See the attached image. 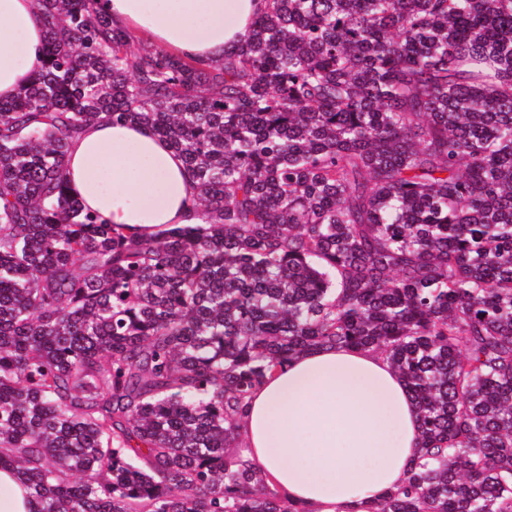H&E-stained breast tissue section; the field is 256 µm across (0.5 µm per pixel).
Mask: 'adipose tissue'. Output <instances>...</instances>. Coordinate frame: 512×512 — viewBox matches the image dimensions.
<instances>
[{
    "label": "adipose tissue",
    "instance_id": "adipose-tissue-1",
    "mask_svg": "<svg viewBox=\"0 0 512 512\" xmlns=\"http://www.w3.org/2000/svg\"><path fill=\"white\" fill-rule=\"evenodd\" d=\"M101 12L161 52L223 61L246 39L263 0H97ZM36 0H0V100L44 59ZM69 185L84 209L125 234L201 224L182 158L143 125L95 121L72 140ZM238 451L298 512H372L406 480L419 451L410 390L385 355L319 347L258 385L238 419Z\"/></svg>",
    "mask_w": 512,
    "mask_h": 512
}]
</instances>
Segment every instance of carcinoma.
I'll use <instances>...</instances> for the list:
<instances>
[{
  "instance_id": "cac0c4a2",
  "label": "carcinoma",
  "mask_w": 512,
  "mask_h": 512,
  "mask_svg": "<svg viewBox=\"0 0 512 512\" xmlns=\"http://www.w3.org/2000/svg\"><path fill=\"white\" fill-rule=\"evenodd\" d=\"M0 101V469L38 512H296L229 452L314 347L404 377L420 454L375 512H512V0H266L218 64L39 0ZM182 157L204 224L70 193L95 120Z\"/></svg>"
}]
</instances>
